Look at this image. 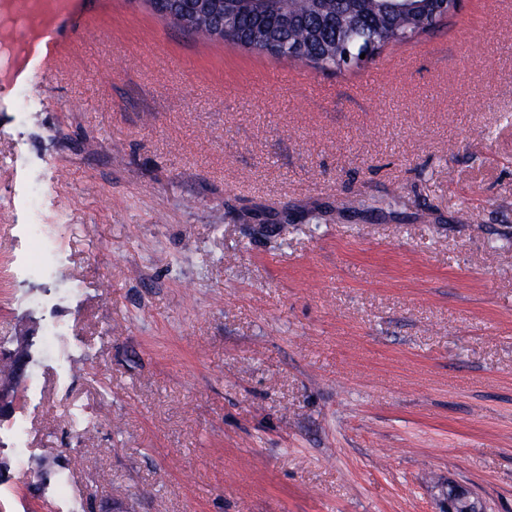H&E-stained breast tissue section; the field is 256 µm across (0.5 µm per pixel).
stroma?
<instances>
[{
    "label": "stroma",
    "mask_w": 512,
    "mask_h": 512,
    "mask_svg": "<svg viewBox=\"0 0 512 512\" xmlns=\"http://www.w3.org/2000/svg\"><path fill=\"white\" fill-rule=\"evenodd\" d=\"M78 10L0 93V512H512V0L340 74ZM26 334H21L18 336V339L20 340V347L17 350L8 352L7 354L0 355V366L1 370L4 365H6V370L10 376L11 383L10 384H1L0 387V412H7L9 411L11 404H12V398H13V389L16 387L17 384L21 382V380L24 378L27 369L29 367V344L28 341L25 344V349L27 352H24L23 344ZM0 370V372H1ZM2 408V410H1ZM437 512H487L485 504L468 488L452 482L441 485Z\"/></svg>",
    "instance_id": "1"
}]
</instances>
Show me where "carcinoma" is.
Returning <instances> with one entry per match:
<instances>
[{"label":"carcinoma","mask_w":512,"mask_h":512,"mask_svg":"<svg viewBox=\"0 0 512 512\" xmlns=\"http://www.w3.org/2000/svg\"><path fill=\"white\" fill-rule=\"evenodd\" d=\"M277 2L262 12L236 9L234 0H192L181 8L192 12L189 33L199 38L216 39L222 23L224 42L250 52L252 30L263 26L273 36L259 53L333 71L369 47L381 48L398 41V33L420 27L415 16L383 10L379 0H320L318 10L314 0Z\"/></svg>","instance_id":"cac0c4a2"}]
</instances>
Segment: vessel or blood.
<instances>
[{
	"instance_id": "1",
	"label": "vessel or blood",
	"mask_w": 512,
	"mask_h": 512,
	"mask_svg": "<svg viewBox=\"0 0 512 512\" xmlns=\"http://www.w3.org/2000/svg\"><path fill=\"white\" fill-rule=\"evenodd\" d=\"M16 24L0 23V45L20 43L24 46L23 60L0 53V81L32 80L42 65L57 52V35L44 23L46 6H54L63 21H70L74 13L67 0H10Z\"/></svg>"
}]
</instances>
